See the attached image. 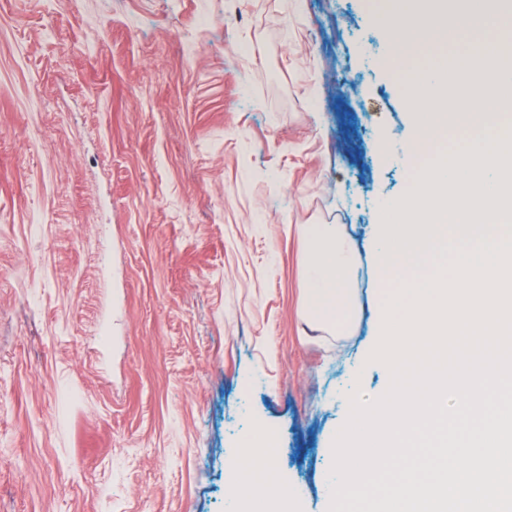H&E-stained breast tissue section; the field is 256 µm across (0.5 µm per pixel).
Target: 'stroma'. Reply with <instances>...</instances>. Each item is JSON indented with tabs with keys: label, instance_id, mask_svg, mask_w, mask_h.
<instances>
[{
	"label": "stroma",
	"instance_id": "obj_1",
	"mask_svg": "<svg viewBox=\"0 0 512 512\" xmlns=\"http://www.w3.org/2000/svg\"><path fill=\"white\" fill-rule=\"evenodd\" d=\"M0 0V512H224L252 420L296 512L420 160L375 0ZM306 224L361 319L304 335Z\"/></svg>",
	"mask_w": 512,
	"mask_h": 512
}]
</instances>
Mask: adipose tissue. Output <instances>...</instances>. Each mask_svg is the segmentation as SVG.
Segmentation results:
<instances>
[{
  "instance_id": "1",
  "label": "adipose tissue",
  "mask_w": 512,
  "mask_h": 512,
  "mask_svg": "<svg viewBox=\"0 0 512 512\" xmlns=\"http://www.w3.org/2000/svg\"><path fill=\"white\" fill-rule=\"evenodd\" d=\"M303 315L308 326L341 339L355 326L359 305L357 267L347 239L335 224H309ZM225 487V512H288L295 492L283 480L265 446V426L257 424L237 448Z\"/></svg>"
}]
</instances>
